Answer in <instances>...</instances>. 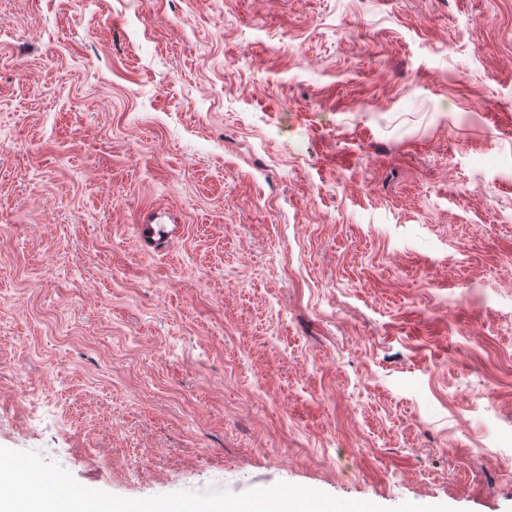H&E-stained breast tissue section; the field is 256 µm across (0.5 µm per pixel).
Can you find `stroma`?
I'll use <instances>...</instances> for the list:
<instances>
[{"mask_svg": "<svg viewBox=\"0 0 512 512\" xmlns=\"http://www.w3.org/2000/svg\"><path fill=\"white\" fill-rule=\"evenodd\" d=\"M0 446L512 512V0H0ZM178 225L156 222L155 219L146 221L138 226V242L144 250H158L165 246L178 233Z\"/></svg>", "mask_w": 512, "mask_h": 512, "instance_id": "1", "label": "stroma"}]
</instances>
